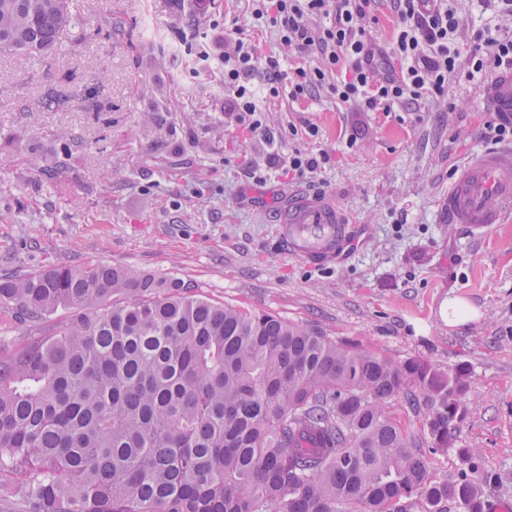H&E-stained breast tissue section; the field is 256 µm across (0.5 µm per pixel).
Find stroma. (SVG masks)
<instances>
[{"label": "stroma", "instance_id": "stroma-1", "mask_svg": "<svg viewBox=\"0 0 512 512\" xmlns=\"http://www.w3.org/2000/svg\"><path fill=\"white\" fill-rule=\"evenodd\" d=\"M79 19L48 56L0 54V273L89 259L179 280L192 293L318 328L397 361L465 367L458 449L478 455L488 512L512 502V222L475 241L439 202L485 150L492 114L477 82L412 112H356L326 89L267 101L275 144L242 137L217 70L245 26L258 54L280 50L252 0H71ZM318 129L309 137L308 126ZM325 150L304 178L268 172L271 149ZM337 201L353 234L336 265L289 257L274 217L289 191ZM480 316L452 327L446 302Z\"/></svg>", "mask_w": 512, "mask_h": 512}]
</instances>
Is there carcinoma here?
<instances>
[{"label":"carcinoma","instance_id":"1","mask_svg":"<svg viewBox=\"0 0 512 512\" xmlns=\"http://www.w3.org/2000/svg\"><path fill=\"white\" fill-rule=\"evenodd\" d=\"M70 0H0V53L43 56ZM118 295L125 300L110 302ZM0 498L22 512H484L452 447L467 370L396 362L175 280L90 259L0 275ZM398 399L424 440L387 412ZM38 326L30 323L20 321L7 313L0 312V336L11 341L22 340L30 333L36 332Z\"/></svg>","mask_w":512,"mask_h":512}]
</instances>
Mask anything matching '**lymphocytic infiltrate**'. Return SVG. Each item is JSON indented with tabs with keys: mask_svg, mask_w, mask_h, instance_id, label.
Returning <instances> with one entry per match:
<instances>
[{
	"mask_svg": "<svg viewBox=\"0 0 512 512\" xmlns=\"http://www.w3.org/2000/svg\"><path fill=\"white\" fill-rule=\"evenodd\" d=\"M373 0H255L253 15L276 27L282 47L312 58L296 68L292 99L327 88L337 102L366 112H391L407 102L447 99L448 78L459 68L469 77L512 69V23L477 29L460 40L450 0H392L396 30L388 47H377L368 28ZM224 73V111L252 137L274 143L263 107L249 84L255 73L279 95L283 78L277 54L259 55L244 28L232 25L216 56Z\"/></svg>",
	"mask_w": 512,
	"mask_h": 512,
	"instance_id": "f902f5d3",
	"label": "lymphocytic infiltrate"
}]
</instances>
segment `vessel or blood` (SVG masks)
Wrapping results in <instances>:
<instances>
[{"label": "vessel or blood", "instance_id": "vessel-or-blood-1", "mask_svg": "<svg viewBox=\"0 0 512 512\" xmlns=\"http://www.w3.org/2000/svg\"><path fill=\"white\" fill-rule=\"evenodd\" d=\"M480 95L489 111L512 117V71L495 74ZM442 208L450 223L465 225L476 239L512 215V144L481 152L468 162L449 186ZM276 231L287 255L325 265L348 245L351 226L337 204L296 192L280 208Z\"/></svg>", "mask_w": 512, "mask_h": 512}]
</instances>
